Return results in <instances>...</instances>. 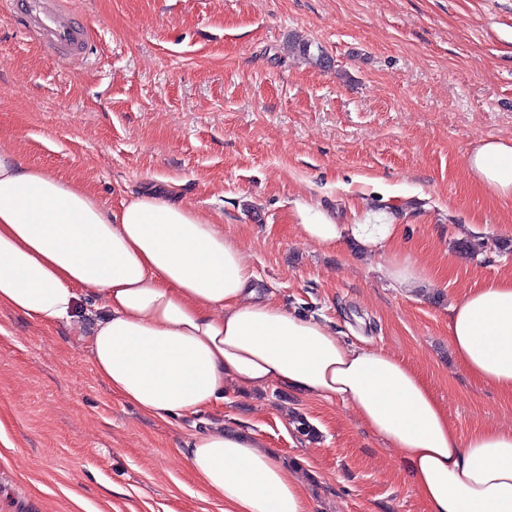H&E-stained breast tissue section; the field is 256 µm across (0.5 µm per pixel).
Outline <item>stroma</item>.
Returning a JSON list of instances; mask_svg holds the SVG:
<instances>
[{"label":"stroma","mask_w":512,"mask_h":512,"mask_svg":"<svg viewBox=\"0 0 512 512\" xmlns=\"http://www.w3.org/2000/svg\"><path fill=\"white\" fill-rule=\"evenodd\" d=\"M72 3L94 29L82 67L44 53L0 0L1 145L110 212L143 190L174 194L239 245L260 287L412 366L460 436L512 426V400L465 372L448 334L453 303L512 276V203L466 168L480 142L512 138V0ZM299 201L340 224L387 211L393 252L424 284L397 288L390 254L305 240ZM215 424L308 459L315 512H426L341 401L230 387L222 413L151 417L97 378L68 327L0 312V512H224L180 453Z\"/></svg>","instance_id":"35a3bbf8"}]
</instances>
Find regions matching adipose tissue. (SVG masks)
<instances>
[{
  "mask_svg": "<svg viewBox=\"0 0 512 512\" xmlns=\"http://www.w3.org/2000/svg\"><path fill=\"white\" fill-rule=\"evenodd\" d=\"M466 167L512 200V140L481 142ZM293 219L317 244L371 253L400 232L383 211L340 224L303 202ZM255 279L236 242L170 195L109 212L81 183L0 146V311L75 330L114 395L161 419L213 410L228 383L338 399L397 454L427 512H512V427L460 437L407 363L345 343ZM448 331L471 378L512 398V276L463 295ZM182 456L224 512H313L304 474L252 434L217 426L192 435Z\"/></svg>",
  "mask_w": 512,
  "mask_h": 512,
  "instance_id": "obj_1",
  "label": "adipose tissue"
}]
</instances>
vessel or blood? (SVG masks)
Returning <instances> with one entry per match:
<instances>
[{"instance_id": "vessel-or-blood-1", "label": "vessel or blood", "mask_w": 512, "mask_h": 512, "mask_svg": "<svg viewBox=\"0 0 512 512\" xmlns=\"http://www.w3.org/2000/svg\"><path fill=\"white\" fill-rule=\"evenodd\" d=\"M12 16L41 49L67 63H84L91 51L87 22L67 0H9Z\"/></svg>"}]
</instances>
